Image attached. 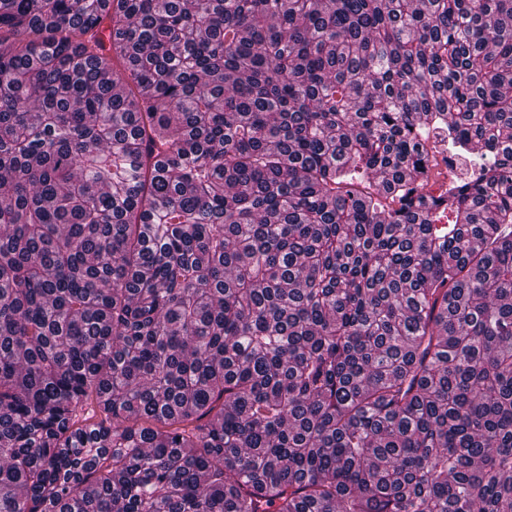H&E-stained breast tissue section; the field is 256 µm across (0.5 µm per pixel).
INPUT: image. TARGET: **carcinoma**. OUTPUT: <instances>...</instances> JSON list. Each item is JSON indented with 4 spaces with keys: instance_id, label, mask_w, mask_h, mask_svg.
<instances>
[{
    "instance_id": "1",
    "label": "carcinoma",
    "mask_w": 512,
    "mask_h": 512,
    "mask_svg": "<svg viewBox=\"0 0 512 512\" xmlns=\"http://www.w3.org/2000/svg\"><path fill=\"white\" fill-rule=\"evenodd\" d=\"M0 512H512V0H0Z\"/></svg>"
}]
</instances>
